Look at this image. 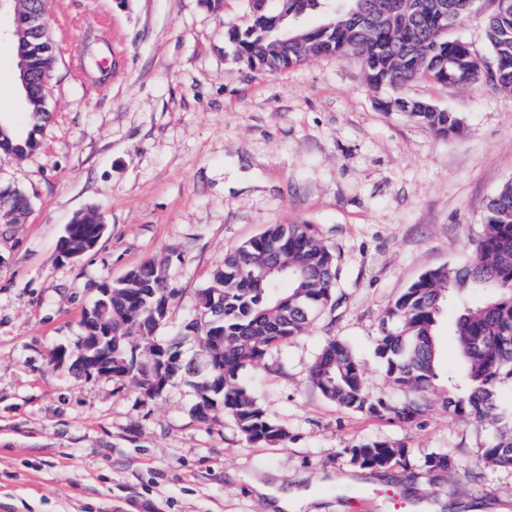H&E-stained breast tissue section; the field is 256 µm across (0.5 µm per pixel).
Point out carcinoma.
<instances>
[{"label":"carcinoma","instance_id":"cac0c4a2","mask_svg":"<svg viewBox=\"0 0 512 512\" xmlns=\"http://www.w3.org/2000/svg\"><path fill=\"white\" fill-rule=\"evenodd\" d=\"M469 0H349L336 10L327 27H292L290 15L270 27V14L252 13L245 29L225 33L234 61L251 71L276 72L318 56L357 55L367 82L401 91L420 78L444 84L487 81L495 90L512 93V9L494 7L487 20L493 53V71L483 66L468 43L448 35V20L461 21L470 11ZM363 6L361 22L354 25L349 12ZM309 32L298 42L293 37ZM15 50L23 51L36 69L50 57L48 31L23 25L14 36ZM46 85L37 82L26 112L32 128L45 120ZM409 119L434 133L457 134L461 119L435 105L397 97L390 102ZM33 133L0 141V150L32 151ZM3 224H20L29 211L27 195L8 189ZM102 225L91 212L79 213L59 239L62 249L75 242L102 239ZM471 259L463 265L443 266L423 273L391 304L380 321L374 356L405 400L393 404L369 394L361 363L344 340L330 337L313 365L311 379L321 395L337 406L365 417L387 415L412 422L427 408V394L436 389L437 328L448 307L455 309L452 336L462 368L447 376L443 405L458 419L489 424L492 439L481 456L499 468L512 469V404L500 403L497 388L512 383V180L502 184L486 205L484 224L473 241ZM338 257L308 224H271L259 237L243 242L224 255L199 290L196 316L183 322L175 336H162L151 308L153 295L174 300L165 267L152 261L131 269L123 278L104 284L111 296L98 298L83 314L84 334L71 347L54 350L57 363H70L86 372L88 357L110 366L111 377L130 379L153 398L161 390L145 371L149 362L135 359L130 337L142 336L162 351H181L178 337L195 335L202 349L210 336L224 337L213 350L224 357V390L214 387L210 374L198 384L195 417L200 405L224 407L241 436L251 444H276L287 437L239 381L241 371L259 362L273 347L306 331L312 317L336 306ZM109 304L112 335H98V312ZM361 468L382 470L406 453V448L381 440H366L350 449ZM455 465L446 453H432L423 466L430 472Z\"/></svg>","mask_w":512,"mask_h":512}]
</instances>
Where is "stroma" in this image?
Wrapping results in <instances>:
<instances>
[{
	"instance_id": "stroma-1",
	"label": "stroma",
	"mask_w": 512,
	"mask_h": 512,
	"mask_svg": "<svg viewBox=\"0 0 512 512\" xmlns=\"http://www.w3.org/2000/svg\"><path fill=\"white\" fill-rule=\"evenodd\" d=\"M55 46L48 119L35 150L0 151V187L31 199L0 224V512H512V469L480 456L491 429L442 405L414 422L365 418L311 382L324 342L344 339L365 389L403 395L373 356L379 320L423 272L470 260L489 198L512 179V93L421 78L408 96L461 117L443 138L387 108L360 58L322 56L274 73L227 54L249 0H43ZM476 0L452 31L492 55ZM95 211L107 231L77 262L58 255L66 224ZM271 224H309L339 257L338 305L241 375L287 432L246 443L223 408L193 414L196 376L146 398L131 380L84 377L52 361L76 342L101 285L166 264L173 323L226 253ZM367 439L405 445L384 470L354 464ZM454 468L430 473L432 453ZM264 492H257L256 484Z\"/></svg>"
}]
</instances>
